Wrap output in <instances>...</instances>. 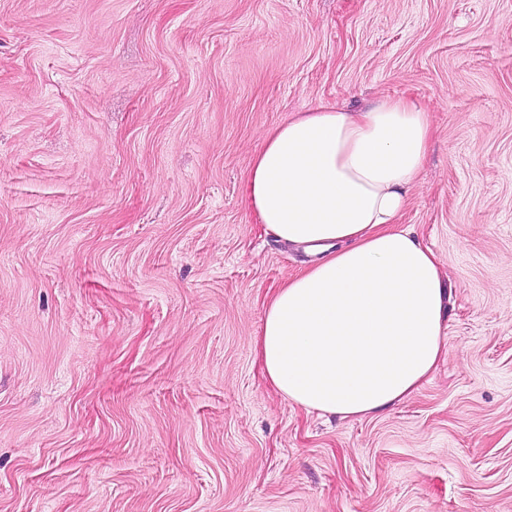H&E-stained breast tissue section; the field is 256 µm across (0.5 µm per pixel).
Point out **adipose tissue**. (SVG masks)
<instances>
[{
	"mask_svg": "<svg viewBox=\"0 0 512 512\" xmlns=\"http://www.w3.org/2000/svg\"><path fill=\"white\" fill-rule=\"evenodd\" d=\"M405 97L320 105L269 128L245 184L259 223L313 262L265 304L258 349L307 412L367 416L416 392L445 348L440 262L401 219L430 147Z\"/></svg>",
	"mask_w": 512,
	"mask_h": 512,
	"instance_id": "obj_1",
	"label": "adipose tissue"
}]
</instances>
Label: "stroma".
I'll return each instance as SVG.
<instances>
[{
  "label": "stroma",
  "mask_w": 512,
  "mask_h": 512,
  "mask_svg": "<svg viewBox=\"0 0 512 512\" xmlns=\"http://www.w3.org/2000/svg\"><path fill=\"white\" fill-rule=\"evenodd\" d=\"M382 97L433 117L446 353L343 420L264 374L303 255L245 175ZM0 512H512V0H0Z\"/></svg>",
  "instance_id": "stroma-1"
}]
</instances>
